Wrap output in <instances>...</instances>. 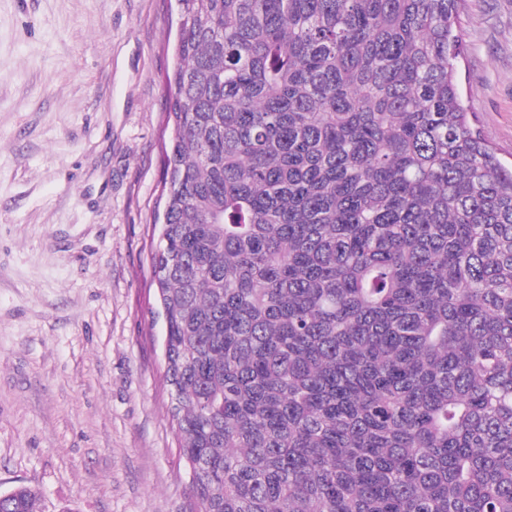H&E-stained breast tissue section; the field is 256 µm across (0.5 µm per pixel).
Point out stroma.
I'll return each mask as SVG.
<instances>
[{"instance_id": "stroma-1", "label": "stroma", "mask_w": 512, "mask_h": 512, "mask_svg": "<svg viewBox=\"0 0 512 512\" xmlns=\"http://www.w3.org/2000/svg\"><path fill=\"white\" fill-rule=\"evenodd\" d=\"M176 0H0V492L189 512L150 254ZM464 103L512 163V0H466Z\"/></svg>"}]
</instances>
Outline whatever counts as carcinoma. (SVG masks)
<instances>
[{"mask_svg":"<svg viewBox=\"0 0 512 512\" xmlns=\"http://www.w3.org/2000/svg\"><path fill=\"white\" fill-rule=\"evenodd\" d=\"M181 2L151 261L195 512H512V167L463 105L466 0Z\"/></svg>","mask_w":512,"mask_h":512,"instance_id":"carcinoma-1","label":"carcinoma"}]
</instances>
